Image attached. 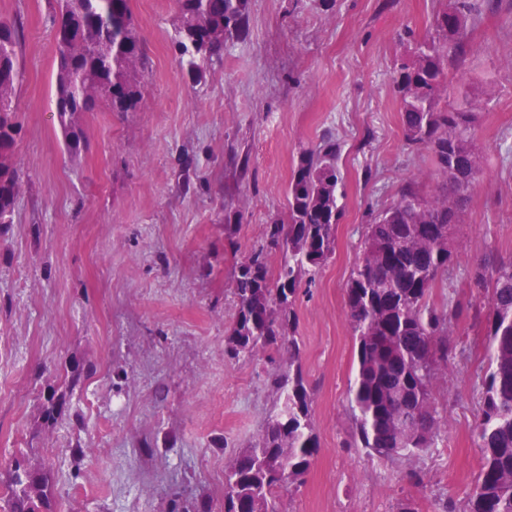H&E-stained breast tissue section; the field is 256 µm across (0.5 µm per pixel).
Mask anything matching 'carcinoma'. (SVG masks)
Listing matches in <instances>:
<instances>
[{
  "label": "carcinoma",
  "instance_id": "carcinoma-1",
  "mask_svg": "<svg viewBox=\"0 0 512 512\" xmlns=\"http://www.w3.org/2000/svg\"><path fill=\"white\" fill-rule=\"evenodd\" d=\"M175 44L180 63L203 77L248 23L249 0H176ZM496 0H448L423 40L406 30L396 64L394 91L407 145L427 151L440 176L423 194L412 180L365 225L358 259L345 286V315L357 363L350 387L355 421L351 446L396 463L435 447L440 412L437 373L456 351L449 327L462 310L453 298L429 303L438 277L457 263L448 227L462 221L469 189L480 168L473 147L475 112L466 98L450 103L449 90L470 51V27ZM54 107L67 151L85 145L83 116L107 103L134 112L142 96L139 77L148 64L129 0H62L56 33ZM20 33L0 30V224L13 223L20 192L14 158L19 122L12 106L20 81ZM341 145L331 134L302 150L288 183V223L269 224L265 243L236 263L232 280L236 314L224 336L231 359L267 356L268 384L280 405L258 440L224 469V512H262L280 493L297 490L319 448L313 429V390L301 366L293 331L303 281L315 280L335 248L342 180ZM279 258L276 272L270 258ZM470 287L488 293L490 365L482 381L483 408L474 427L480 467L464 512H512V262L494 252L466 269ZM94 368L58 369L42 394L46 425L62 419L60 399L84 387ZM408 422V432L396 424ZM0 488V512H54L47 473L18 460Z\"/></svg>",
  "mask_w": 512,
  "mask_h": 512
}]
</instances>
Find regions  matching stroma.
<instances>
[{
  "mask_svg": "<svg viewBox=\"0 0 512 512\" xmlns=\"http://www.w3.org/2000/svg\"><path fill=\"white\" fill-rule=\"evenodd\" d=\"M447 0H249L248 26L222 64L195 81L171 41L175 0H130L150 69L134 112L88 113L71 157L54 112L55 0H0L21 31V178L0 226V457L49 467L57 512H224V468L255 441L277 397L265 357L232 360L234 266L288 219L301 148L341 144L343 218L335 251L296 302L303 369L314 384L319 448L281 512H464L480 452L473 428L490 351L485 322H453L456 355L436 381V448L398 465L349 446L356 345L345 285L363 227L406 179L431 193L427 151L403 138L395 64L411 27L427 36ZM472 51L451 100L475 102L480 169L452 243L462 252L432 291L482 310L465 265L512 259V0L469 31ZM239 224L224 238V217ZM91 364L57 427L42 423L46 370ZM84 454L72 458L69 445ZM427 475L424 485L411 470Z\"/></svg>",
  "mask_w": 512,
  "mask_h": 512,
  "instance_id": "35a3bbf8",
  "label": "stroma"
}]
</instances>
